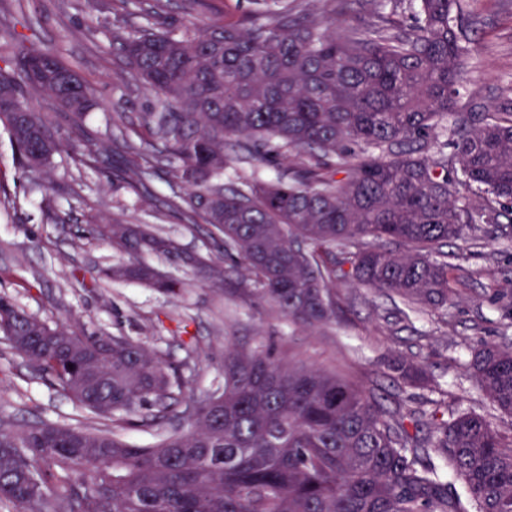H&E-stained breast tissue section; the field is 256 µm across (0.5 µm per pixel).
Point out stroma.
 <instances>
[{
	"instance_id": "obj_1",
	"label": "stroma",
	"mask_w": 512,
	"mask_h": 512,
	"mask_svg": "<svg viewBox=\"0 0 512 512\" xmlns=\"http://www.w3.org/2000/svg\"><path fill=\"white\" fill-rule=\"evenodd\" d=\"M252 7L251 0H167L169 17L205 25L232 20ZM125 13L122 0H31L23 30L28 44L55 46L62 60L97 91L102 105L86 122L91 141H107L113 114L127 121L150 111L156 96L122 70L112 52V28ZM470 42L478 47L472 70L460 87L462 102L493 112L512 99V0H464L461 17ZM120 158L87 168L67 154L53 158L51 176L65 195L46 217L42 181L15 164L9 135L0 129V292L27 313L47 322L70 320L86 331L122 334L143 340L168 361L184 365L190 388L201 397L222 383L224 343L271 338L296 362L331 367L342 364L356 383L384 394L390 389L388 365L399 353H415L435 378L440 399L452 410L480 408L486 399L462 370L468 349L479 341H498L512 323V300L492 291L512 284V249L487 239L467 263L477 277L453 282L455 303L398 321L386 296L353 281L338 284L341 311L335 324L318 331L295 325L267 305L243 301L217 290L204 272L174 258H152V265L183 285L172 299L144 285L93 282L99 269L126 257L89 233L104 218L156 224L186 252L219 254L206 225L187 226L167 212L164 200L173 179L158 172L149 182L152 205L137 207L124 179ZM450 336H440L444 325ZM48 420L99 428L94 415L56 392L5 341L0 340V419Z\"/></svg>"
}]
</instances>
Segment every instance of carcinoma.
I'll list each match as a JSON object with an SVG mask.
<instances>
[{"label": "carcinoma", "instance_id": "carcinoma-1", "mask_svg": "<svg viewBox=\"0 0 512 512\" xmlns=\"http://www.w3.org/2000/svg\"><path fill=\"white\" fill-rule=\"evenodd\" d=\"M163 2L147 5L145 25L112 30L113 53L158 96L139 115L141 145L119 117L97 150L83 128L95 89L0 16V41L14 48L5 63L19 64L0 67V126L25 173L49 178L61 151L85 167L114 155L144 189L167 162L184 187L168 207L224 242L240 265L238 294L311 328L335 321L336 284L349 278L414 314L446 305L450 280L473 272L443 247L476 246L491 231L512 242V104L477 112L460 102L471 60L454 16L460 0H407L410 24L375 10L359 26L346 19L347 0L331 10L329 0H254L241 18L203 26L168 20ZM29 89L61 113L42 111ZM351 145L363 156L345 164ZM234 162L288 172L243 178ZM90 232L134 257L100 276L176 293L175 280L142 261L177 251L153 225ZM0 335L51 386L112 422L1 420L0 512H512V435L488 412L444 418L438 401L408 393L438 391L414 359L389 366L398 390L389 397L339 370L295 364L264 340L228 343L223 385L187 399L181 368L128 336L109 346L5 296ZM503 338L470 349L463 368L512 418V336ZM174 420L186 428L151 446L125 440L130 428ZM448 470L466 496L448 494Z\"/></svg>", "mask_w": 512, "mask_h": 512}]
</instances>
